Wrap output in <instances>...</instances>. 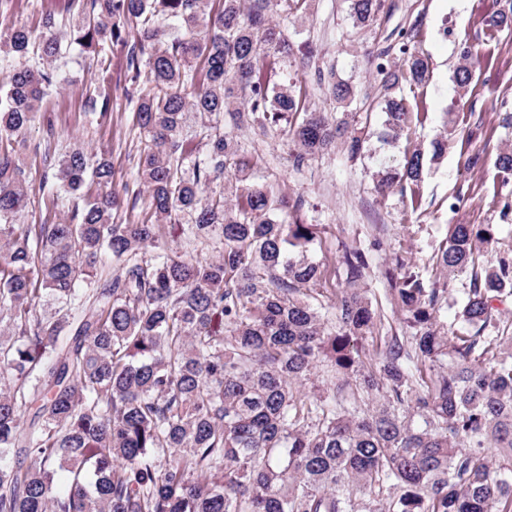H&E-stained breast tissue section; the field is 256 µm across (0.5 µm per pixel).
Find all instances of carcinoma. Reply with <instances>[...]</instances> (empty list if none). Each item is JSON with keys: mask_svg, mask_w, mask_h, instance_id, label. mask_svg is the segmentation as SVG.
<instances>
[{"mask_svg": "<svg viewBox=\"0 0 512 512\" xmlns=\"http://www.w3.org/2000/svg\"><path fill=\"white\" fill-rule=\"evenodd\" d=\"M79 2L64 41L50 13L44 36L0 34V65L38 58L0 90V512H512V335L497 318L512 297V256L480 268L495 225H449L431 275L403 252L375 265L371 246L343 241L345 288L326 307L324 264L311 256L325 225L306 222L304 201L247 181L257 159L225 130L283 124L299 162L338 147L360 155L362 137L285 77L318 50L276 16L302 19L309 0ZM346 2L357 29L384 7ZM486 25L511 31L512 11ZM74 45L105 73L112 46L126 48L130 81L151 85L134 112L148 212L115 222L110 160L75 146L58 157L54 187L82 205L52 224H18L30 199L17 138ZM368 64L380 137L394 142L428 117L409 95L429 80V61L403 34ZM472 77L465 46L459 97ZM319 81L338 102L357 97L353 82ZM87 106L105 117L109 93ZM196 123L203 152L185 136ZM494 167L512 182V144ZM426 172L416 148L380 168L377 186L414 213ZM215 174L224 191L206 198ZM166 231L213 234L220 251L184 257ZM466 274L458 317L472 334L451 336L448 282ZM374 278L396 332L373 303ZM377 337L384 349L369 360ZM320 365L332 378L310 392Z\"/></svg>", "mask_w": 512, "mask_h": 512, "instance_id": "1", "label": "carcinoma"}]
</instances>
